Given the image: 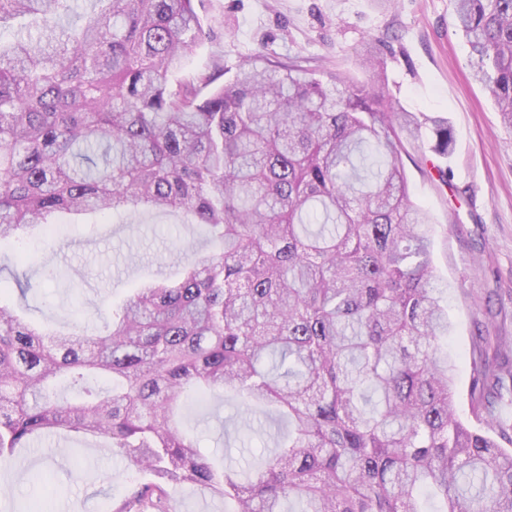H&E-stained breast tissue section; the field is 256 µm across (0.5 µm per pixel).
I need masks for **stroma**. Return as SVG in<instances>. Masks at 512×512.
Here are the masks:
<instances>
[{
	"mask_svg": "<svg viewBox=\"0 0 512 512\" xmlns=\"http://www.w3.org/2000/svg\"><path fill=\"white\" fill-rule=\"evenodd\" d=\"M195 7L211 35L193 48L188 71L233 65L262 50L274 60L310 58L363 82L359 58L370 46L406 111L448 118L454 153L433 159L447 181L422 168L434 142L430 129L408 145L404 165L416 202L433 217L434 265L448 286L456 411L476 426L470 347L482 336L512 347V129L471 77L453 0H196ZM206 238L203 225L175 212L92 217L66 225L53 244L33 238L20 248L1 246L0 276L34 282L21 301L31 320L58 330L75 319L94 325L102 304L122 302L157 277L178 278L186 251L209 252ZM178 419L219 467H261L279 432L260 411L244 412L231 391L187 403ZM148 477L102 438L58 433L16 449L0 466V512H113L125 489Z\"/></svg>",
	"mask_w": 512,
	"mask_h": 512,
	"instance_id": "1",
	"label": "stroma"
}]
</instances>
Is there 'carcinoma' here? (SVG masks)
Returning <instances> with one entry per match:
<instances>
[{
    "instance_id": "cac0c4a2",
    "label": "carcinoma",
    "mask_w": 512,
    "mask_h": 512,
    "mask_svg": "<svg viewBox=\"0 0 512 512\" xmlns=\"http://www.w3.org/2000/svg\"><path fill=\"white\" fill-rule=\"evenodd\" d=\"M0 0V243L53 235L59 214L180 211L212 250L177 280L106 307L103 334L29 322L0 282V464L60 432L103 437L152 479L115 512H169L173 486L225 512H512V444L455 409L432 217L402 153L426 125L380 86L259 52L180 80L206 36L194 0ZM474 76L512 128V0H455ZM503 350L473 343L472 411L512 395ZM79 397L58 401L59 379ZM103 379L100 389L91 380ZM232 390L288 420L256 470L217 469L174 410Z\"/></svg>"
}]
</instances>
